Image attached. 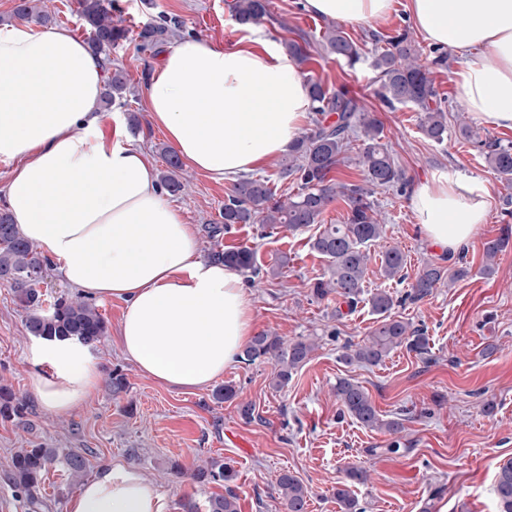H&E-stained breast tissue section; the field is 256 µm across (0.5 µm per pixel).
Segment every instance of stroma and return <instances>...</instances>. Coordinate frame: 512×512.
<instances>
[{
  "mask_svg": "<svg viewBox=\"0 0 512 512\" xmlns=\"http://www.w3.org/2000/svg\"><path fill=\"white\" fill-rule=\"evenodd\" d=\"M231 0H120L129 27L167 14L199 38L233 44L246 33L236 24ZM301 0H269V14L258 27L260 39L277 44L306 33L311 37L313 61L305 74L328 89L343 87L366 96L384 124V144L397 165L414 183L433 173L475 176L491 191V205L467 248L451 253L431 246L409 207L408 193L375 190V207L385 224V234L371 254L390 247L406 256L403 279H385L372 261L364 282L366 294L383 289L396 305L395 318L424 329L428 351L417 354L399 347L376 366L345 364L347 346L360 342L376 323L368 302L353 311L337 312L332 299L317 300L310 285L327 273L326 258L313 251L309 239L315 228L296 232L264 233L257 224H236L218 239L207 234L220 223L224 200L232 181L217 182L191 167L188 196H171L185 223L196 232L201 253L212 244L247 245L257 252L260 265L279 257L288 263L279 277H256L246 290L253 303L257 331H269L292 341L314 339L318 347L297 369L288 386L270 385L273 366L262 362L229 366L223 383L236 385L237 402H216L213 386L180 389L148 379L122 354L114 336L123 312L115 299L98 302L109 332L92 353L101 379L94 394L64 417L53 416L36 395V368L27 360L31 336L27 313L14 302L12 289L0 283V381L27 398L29 409L22 421L0 420V472L21 448H54L59 454L78 452L88 460L84 478H71L61 462L45 472L39 496L47 512H67L69 498L84 479L93 478L106 465L121 463L137 468L156 482L168 501V512H182L181 504H205L215 493L190 477L168 471L170 460L192 468L197 458L232 459L238 471L234 489L240 512H282L277 493L280 473L297 476L309 492L307 512H341L333 496L346 470L358 467L369 479L353 484L354 495L366 512H496L493 492L500 464L512 458V244L495 259L493 275L481 274L484 245L512 231V189H507L480 153L459 133L455 110L462 99L453 80L461 57L449 52L446 69H433L431 77L448 107V139L438 144L419 129L420 114L411 106L388 110L374 96L375 73L369 63L348 66L327 55L322 35L328 25ZM408 0H394L391 14L382 22L342 23L365 56L375 45L368 32L394 35L413 31L423 55L431 44L415 33ZM113 63L133 75L131 88L138 111H145L146 76L154 59L137 53L134 45L113 50ZM434 261L450 269L469 267L468 277L444 285L420 300L410 299L411 284L424 263ZM121 368L128 388L113 394L107 376ZM361 385L386 419L401 418L397 434L365 428L343 415L333 393L338 378ZM494 401L486 413V401ZM251 403L252 420H243L238 403ZM398 453H390L391 442Z\"/></svg>",
  "mask_w": 512,
  "mask_h": 512,
  "instance_id": "1",
  "label": "stroma"
}]
</instances>
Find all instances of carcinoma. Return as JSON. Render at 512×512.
Segmentation results:
<instances>
[{
  "instance_id": "cac0c4a2",
  "label": "carcinoma",
  "mask_w": 512,
  "mask_h": 512,
  "mask_svg": "<svg viewBox=\"0 0 512 512\" xmlns=\"http://www.w3.org/2000/svg\"><path fill=\"white\" fill-rule=\"evenodd\" d=\"M267 6V0H234L232 12L239 24L251 25L267 16ZM14 13L22 19L34 18L44 24L50 22L49 16L36 11L35 0H19ZM79 16L87 32V43L95 53L103 56L108 65L101 99L106 108L117 102L128 105L131 90L129 72L112 65L113 49L124 41H132L139 52L155 56L183 34L181 22L166 16L147 21L135 31L130 30L125 25L117 0H79ZM322 39L325 52L349 65L354 66L364 60L357 44L339 27L328 26ZM384 43V47L375 50L370 63L379 81L375 95L391 109L397 104L418 107L422 133L435 143H443L448 139L447 110L437 103L438 91L430 74L433 67H448L447 53L436 49L432 59L422 58L405 30L386 37ZM285 48L299 64L310 62V41L307 38L291 39L285 42ZM307 82L313 113L311 127L297 136L280 170V178H290L300 184L299 192L279 196L263 178H241L224 200L223 225L208 227V234L214 238L234 224H259L271 230H301L322 224L328 205L337 198L343 199L348 207L344 221L323 224V229L312 239L311 248L328 260V275L313 283L311 294L317 300L334 294L339 303L352 311L363 301V283L371 258L369 246L383 234V224L370 200L371 191L404 185V172L382 143L383 122L367 106L364 97L344 88L331 91L313 77ZM459 132L480 152L489 169L512 184L511 143L483 140L468 124L461 125ZM355 142L358 143L356 149L353 148ZM353 149L356 150L361 182H340L336 179V170L345 163ZM162 153L167 169L159 176L160 187L171 195L179 194L185 190L179 179L182 163L171 148L162 147ZM511 239L505 235L486 243L483 274L493 272L496 256ZM209 257L222 260L241 273L257 276L263 272L268 277L278 276L279 270L288 263V257L282 256L263 269L258 264L255 250L249 246L232 249L216 246L211 249ZM379 262L387 279L402 277L405 258L399 249L383 251ZM46 267L47 263L37 249L20 235L9 213L1 210L0 282L9 285L17 304L30 312L26 323L28 333L39 337L75 336L91 346L100 343L107 334V323L89 300L80 296H60L54 301L49 314L39 313L42 293L38 285ZM468 275L466 267H460L450 275L445 267L427 262L411 285L410 297L422 299L445 282H454ZM369 304L377 315V325L363 343L347 349L343 357L345 363L377 365L392 349L402 345L418 354L425 353L426 338L421 330L392 316L395 300L391 293L380 290L370 297ZM315 347V341L309 338L286 343L276 335L262 332L255 334L245 346L240 361L246 365L257 361L271 362L274 366L272 386L282 389L288 385L293 373L309 360ZM335 395L343 410L366 428L394 434L402 427L397 419H382L365 389L349 379L337 381ZM27 409L28 403L24 398L17 396L12 387L0 384V418L20 419ZM56 458L54 448H22L11 457L3 482L22 501L27 512H40L43 502L37 489L43 474ZM65 465L70 475L79 477L86 470L87 459L80 453H70L65 457ZM235 476L230 460H212L192 470L191 478L195 482L224 487L225 493H214L208 498L206 512H239V497L231 486ZM277 487L283 512H305L308 490L298 478L283 472L278 477ZM494 494L497 512H512V459L499 466ZM333 495L342 512H365L348 486H336Z\"/></svg>"
}]
</instances>
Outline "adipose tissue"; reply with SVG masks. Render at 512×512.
Returning a JSON list of instances; mask_svg holds the SVG:
<instances>
[{"label": "adipose tissue", "mask_w": 512, "mask_h": 512, "mask_svg": "<svg viewBox=\"0 0 512 512\" xmlns=\"http://www.w3.org/2000/svg\"><path fill=\"white\" fill-rule=\"evenodd\" d=\"M394 0H304L353 23L385 20ZM432 45L464 53L454 80L472 116L512 128V0H410ZM101 56L62 28L0 26V163L6 206L22 236L89 299L125 306L117 340L139 373L177 388L220 379L255 334L240 273L202 257L191 225L164 197L150 156L122 120L106 128ZM149 119L178 157L215 181L288 154L311 108L297 62L251 36L208 38L163 55L146 80ZM410 208L431 245L456 252L486 220L490 192L477 177L435 173ZM36 392L56 416L81 406L99 371L89 345L39 339L28 347ZM67 512H167L138 470L101 468Z\"/></svg>", "instance_id": "adipose-tissue-1"}]
</instances>
